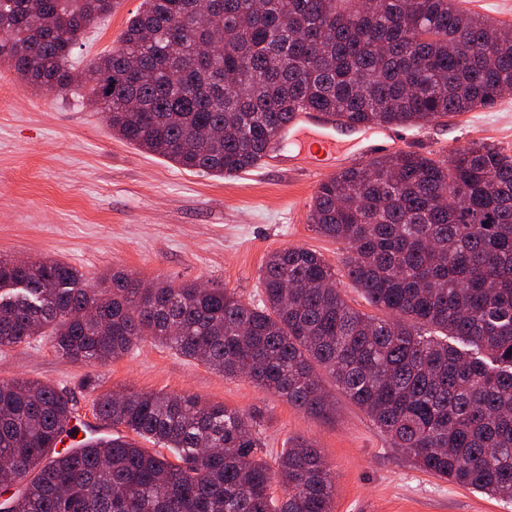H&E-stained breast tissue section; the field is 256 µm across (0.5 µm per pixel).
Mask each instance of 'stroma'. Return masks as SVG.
I'll use <instances>...</instances> for the list:
<instances>
[{"label":"stroma","mask_w":512,"mask_h":512,"mask_svg":"<svg viewBox=\"0 0 512 512\" xmlns=\"http://www.w3.org/2000/svg\"><path fill=\"white\" fill-rule=\"evenodd\" d=\"M142 0H116L111 16L89 29L70 61L83 70L111 50ZM321 130L308 126L270 164L231 177L191 173L113 135L102 109L77 96L33 89L0 64V258L56 259L90 286L112 271L144 281H200L262 296L266 255L307 247L339 267L340 244L317 234L310 206L322 179L371 150L383 156L416 150L446 158L474 143L512 155V91L495 105L422 127L361 128L330 154L304 146ZM96 390L82 386L87 374ZM47 382L76 402L79 433H96L101 394H194L213 405L261 416V455L274 461L288 439L312 440L335 476L333 512H512V502L453 485L419 470L344 396L326 420L303 414L246 379H228L147 341L103 366L58 354L45 337L0 347V380Z\"/></svg>","instance_id":"1"}]
</instances>
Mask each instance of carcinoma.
Wrapping results in <instances>:
<instances>
[{
  "label": "carcinoma",
  "mask_w": 512,
  "mask_h": 512,
  "mask_svg": "<svg viewBox=\"0 0 512 512\" xmlns=\"http://www.w3.org/2000/svg\"><path fill=\"white\" fill-rule=\"evenodd\" d=\"M114 6L0 0V60L33 89L100 105L118 137L189 172L259 166L292 112L412 126L512 87V27L459 0H142L120 46L76 78L75 34ZM310 220L382 315L352 307L336 267L304 247L269 252L257 304L193 281L141 290L121 271L91 288L58 260L0 258V346L45 336L96 366L151 339L329 419L323 371L420 470L511 502L512 156L471 144L376 158L321 182ZM96 417L116 434L61 452L73 397L0 381L11 512H332L322 450L294 437L270 466L256 411L130 392L99 397Z\"/></svg>",
  "instance_id": "cac0c4a2"
}]
</instances>
